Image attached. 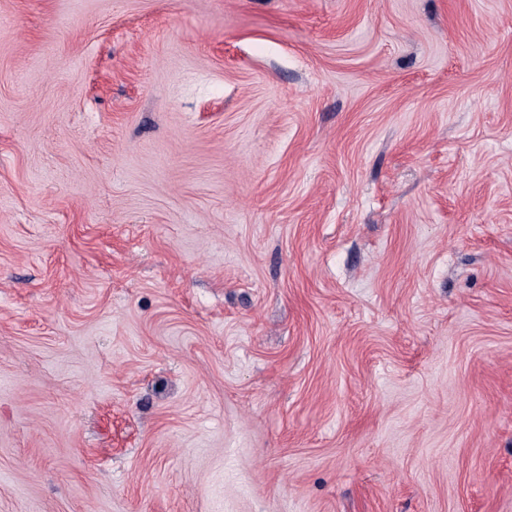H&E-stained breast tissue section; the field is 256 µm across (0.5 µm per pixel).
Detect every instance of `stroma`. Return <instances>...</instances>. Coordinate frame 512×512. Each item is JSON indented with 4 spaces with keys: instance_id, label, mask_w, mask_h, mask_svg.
<instances>
[{
    "instance_id": "stroma-1",
    "label": "stroma",
    "mask_w": 512,
    "mask_h": 512,
    "mask_svg": "<svg viewBox=\"0 0 512 512\" xmlns=\"http://www.w3.org/2000/svg\"><path fill=\"white\" fill-rule=\"evenodd\" d=\"M0 512H512V0H0Z\"/></svg>"
}]
</instances>
